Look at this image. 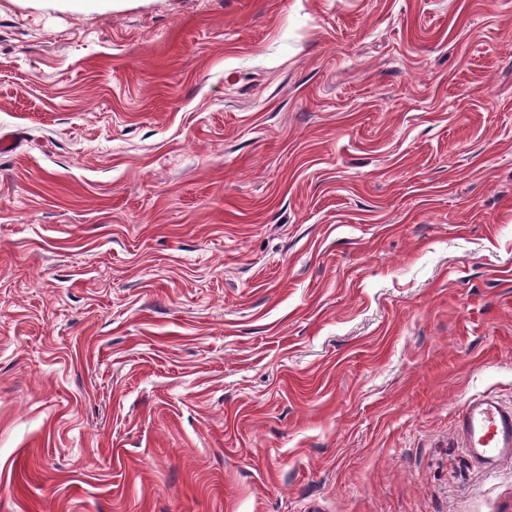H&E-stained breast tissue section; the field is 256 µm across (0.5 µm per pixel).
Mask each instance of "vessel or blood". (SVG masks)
Listing matches in <instances>:
<instances>
[{
  "instance_id": "1",
  "label": "vessel or blood",
  "mask_w": 512,
  "mask_h": 512,
  "mask_svg": "<svg viewBox=\"0 0 512 512\" xmlns=\"http://www.w3.org/2000/svg\"><path fill=\"white\" fill-rule=\"evenodd\" d=\"M457 433L472 462L486 472L512 459V406L494 395L467 399L458 415Z\"/></svg>"
}]
</instances>
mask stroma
Masks as SVG:
<instances>
[{"mask_svg":"<svg viewBox=\"0 0 512 512\" xmlns=\"http://www.w3.org/2000/svg\"><path fill=\"white\" fill-rule=\"evenodd\" d=\"M0 512H512V0H0ZM457 433L472 462L485 472H494L512 459V406L494 395L467 399L458 415Z\"/></svg>","mask_w":512,"mask_h":512,"instance_id":"stroma-1","label":"stroma"}]
</instances>
